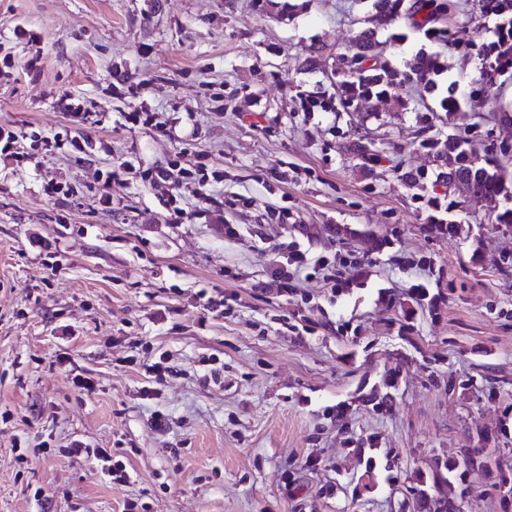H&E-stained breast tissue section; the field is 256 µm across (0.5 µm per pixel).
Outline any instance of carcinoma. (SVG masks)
<instances>
[{
  "label": "carcinoma",
  "instance_id": "obj_1",
  "mask_svg": "<svg viewBox=\"0 0 512 512\" xmlns=\"http://www.w3.org/2000/svg\"><path fill=\"white\" fill-rule=\"evenodd\" d=\"M375 16L407 28L423 30L428 39L454 44L462 39L453 37L443 21L454 11V0H369ZM481 14L500 19L496 38L481 44L478 56L481 65L494 64L512 72V0H482ZM374 31L368 29L356 35L351 53L336 59L334 74L337 77L336 106L348 111L361 101L392 99L403 101L396 91L413 86L438 99L440 108L448 113L462 111L455 96L456 84L448 82V65L442 54L420 48L404 68H395L383 60L376 50ZM435 150L436 180L444 184L459 182L484 202L495 224L512 225V179L504 171L500 160L480 154L473 142L457 134L445 139L427 141ZM440 505V512H447L448 503L431 499L420 489L416 492L417 512H432Z\"/></svg>",
  "mask_w": 512,
  "mask_h": 512
}]
</instances>
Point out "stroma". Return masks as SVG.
I'll list each match as a JSON object with an SVG mask.
<instances>
[{
  "label": "stroma",
  "mask_w": 512,
  "mask_h": 512,
  "mask_svg": "<svg viewBox=\"0 0 512 512\" xmlns=\"http://www.w3.org/2000/svg\"><path fill=\"white\" fill-rule=\"evenodd\" d=\"M298 3L0 0V130L20 154L0 155V512H416L419 488L512 512V226L475 202L458 235L431 223L448 198L421 142L456 128L431 98L321 107L360 30L398 67L423 35L394 45L365 0ZM458 3L474 45L442 52L460 126L492 153L512 84L481 87L474 46L499 20ZM360 137L378 161L348 151ZM294 249L348 279L286 274ZM467 448L489 472L434 485Z\"/></svg>",
  "instance_id": "35a3bbf8"
}]
</instances>
